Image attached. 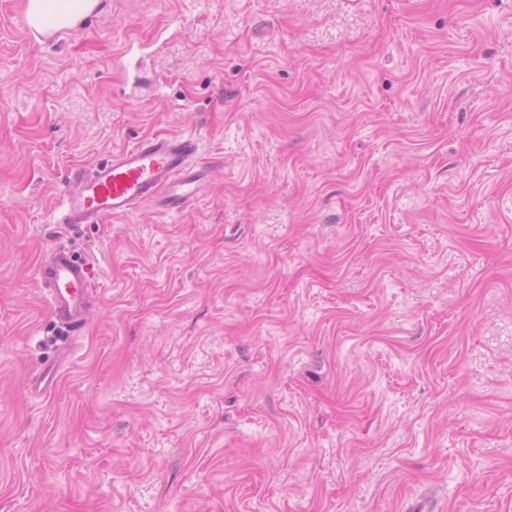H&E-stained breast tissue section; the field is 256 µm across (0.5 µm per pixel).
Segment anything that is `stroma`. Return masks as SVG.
Wrapping results in <instances>:
<instances>
[{"label": "stroma", "instance_id": "35a3bbf8", "mask_svg": "<svg viewBox=\"0 0 512 512\" xmlns=\"http://www.w3.org/2000/svg\"><path fill=\"white\" fill-rule=\"evenodd\" d=\"M0 0V512H512V0ZM190 135L180 212L60 225ZM92 262L76 333L44 251ZM65 360L50 398L29 393ZM98 0H28L26 19L41 33L70 28L94 12ZM197 153L191 136L155 134L93 168L71 169L59 224H100L149 204L181 210L197 193Z\"/></svg>", "mask_w": 512, "mask_h": 512}]
</instances>
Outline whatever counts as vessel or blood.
Returning a JSON list of instances; mask_svg holds the SVG:
<instances>
[{"label":"vessel or blood","mask_w":512,"mask_h":512,"mask_svg":"<svg viewBox=\"0 0 512 512\" xmlns=\"http://www.w3.org/2000/svg\"><path fill=\"white\" fill-rule=\"evenodd\" d=\"M197 153L193 137L155 134L93 168L71 169L63 193L62 223L99 224L149 204L181 210L197 193ZM36 281L46 291L50 312L59 323L74 331L84 325L97 303L87 264L54 246L40 259ZM58 378V367L47 366L30 389L41 396L51 395Z\"/></svg>","instance_id":"b4317fda"}]
</instances>
